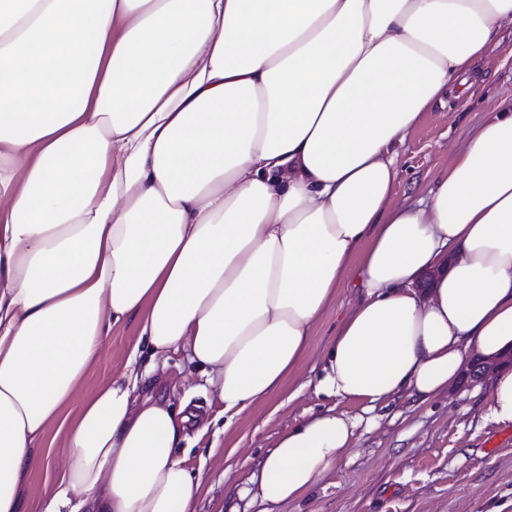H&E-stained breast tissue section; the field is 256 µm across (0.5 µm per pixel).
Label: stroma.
<instances>
[{"label":"stroma","mask_w":512,"mask_h":512,"mask_svg":"<svg viewBox=\"0 0 512 512\" xmlns=\"http://www.w3.org/2000/svg\"><path fill=\"white\" fill-rule=\"evenodd\" d=\"M470 81L460 96L433 104L399 145L395 203L425 196L488 112L512 100V26H502ZM360 297L355 285L341 287L279 392L229 426L223 403L184 353L157 358L146 393L186 405L197 416L178 450L199 484L195 512H231L237 499L228 487H247L282 433L332 406L357 418L352 445L314 488L280 512H512V426L487 420L488 380L463 376L427 402L401 396L371 412L361 401L316 392L328 344ZM137 340L135 323L113 329L85 375V391L122 372ZM51 457L52 467L35 468L26 480L27 512H40L54 491L65 452L53 449Z\"/></svg>","instance_id":"1"}]
</instances>
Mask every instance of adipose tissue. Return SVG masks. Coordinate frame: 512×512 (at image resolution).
<instances>
[{
	"label": "adipose tissue",
	"mask_w": 512,
	"mask_h": 512,
	"mask_svg": "<svg viewBox=\"0 0 512 512\" xmlns=\"http://www.w3.org/2000/svg\"><path fill=\"white\" fill-rule=\"evenodd\" d=\"M506 23L512 0H0V512L44 442L68 464L42 512H193L191 416L139 398L142 350L186 351L233 421L352 273L319 393L426 401L511 349L512 105L392 201L397 145ZM129 321L144 349L82 396ZM490 388L512 425V368ZM355 427L288 429L240 499H297Z\"/></svg>",
	"instance_id": "obj_1"
}]
</instances>
